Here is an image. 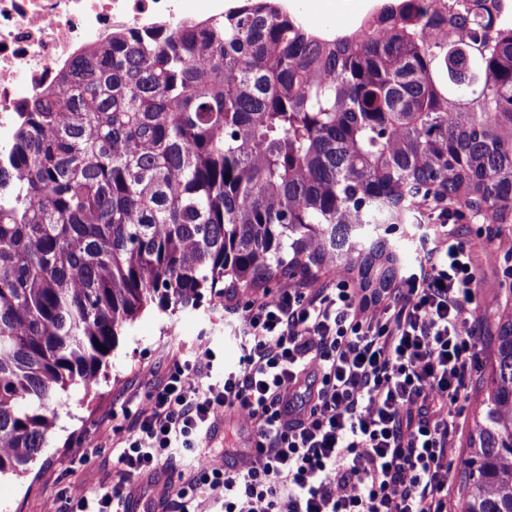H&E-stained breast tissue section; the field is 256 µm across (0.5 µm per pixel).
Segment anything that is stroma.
I'll list each match as a JSON object with an SVG mask.
<instances>
[{
    "instance_id": "obj_1",
    "label": "stroma",
    "mask_w": 512,
    "mask_h": 512,
    "mask_svg": "<svg viewBox=\"0 0 512 512\" xmlns=\"http://www.w3.org/2000/svg\"><path fill=\"white\" fill-rule=\"evenodd\" d=\"M373 0H350L341 7L339 0H309L315 25L342 31L357 25ZM460 238L472 245L480 278L493 280V287L480 291L470 307V318L479 333L481 369L475 373L459 403L462 428L456 440L454 461L449 469L452 495L449 512H459L462 480L467 470V438L473 412L481 399L486 371L491 359L497 329L495 315L512 302V290L503 281L512 268V257H504L483 232L481 224L457 220ZM218 349L226 368L237 366L242 350L225 335L224 312L203 299L193 310H163L151 304L127 325L118 344L102 366L97 385L87 389L74 385L60 396L53 437L27 474L0 478V512H45L50 500L73 485L95 491L101 481L116 480L122 472L109 446H94L102 429L114 428L127 435L131 426L125 409L146 406L148 393L163 378L174 359L186 358L198 346Z\"/></svg>"
}]
</instances>
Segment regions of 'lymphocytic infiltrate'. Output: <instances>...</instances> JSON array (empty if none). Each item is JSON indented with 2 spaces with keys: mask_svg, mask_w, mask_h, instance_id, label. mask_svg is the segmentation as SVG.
Returning a JSON list of instances; mask_svg holds the SVG:
<instances>
[{
  "mask_svg": "<svg viewBox=\"0 0 512 512\" xmlns=\"http://www.w3.org/2000/svg\"><path fill=\"white\" fill-rule=\"evenodd\" d=\"M438 218L441 233L419 238L381 297L335 272L230 309L239 369L199 384L208 347L170 368L115 442L122 479L72 487L69 512H131L130 478L184 462L198 480L145 512H199L201 486L224 512H448L457 405L478 363L468 306L483 282L447 210ZM220 418L249 423L251 445L209 465L200 441Z\"/></svg>",
  "mask_w": 512,
  "mask_h": 512,
  "instance_id": "lymphocytic-infiltrate-1",
  "label": "lymphocytic infiltrate"
}]
</instances>
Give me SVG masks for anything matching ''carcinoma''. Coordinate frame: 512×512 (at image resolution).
I'll list each match as a JSON object with an SVG mask.
<instances>
[{
  "label": "carcinoma",
  "mask_w": 512,
  "mask_h": 512,
  "mask_svg": "<svg viewBox=\"0 0 512 512\" xmlns=\"http://www.w3.org/2000/svg\"><path fill=\"white\" fill-rule=\"evenodd\" d=\"M508 6L376 0L318 34L242 0L77 58L0 157V476L28 470L58 396L98 381L150 303L325 270L378 294L400 269L381 232L422 190L512 224ZM497 319L460 512H512V306Z\"/></svg>",
  "instance_id": "carcinoma-1"
}]
</instances>
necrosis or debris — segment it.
I'll list each match as a JSON object with an SVG mask.
<instances>
[{
  "instance_id": "1",
  "label": "necrosis or debris",
  "mask_w": 512,
  "mask_h": 512,
  "mask_svg": "<svg viewBox=\"0 0 512 512\" xmlns=\"http://www.w3.org/2000/svg\"><path fill=\"white\" fill-rule=\"evenodd\" d=\"M0 0V154L22 113L84 50L114 28L140 32L207 22L237 9L236 0Z\"/></svg>"
}]
</instances>
